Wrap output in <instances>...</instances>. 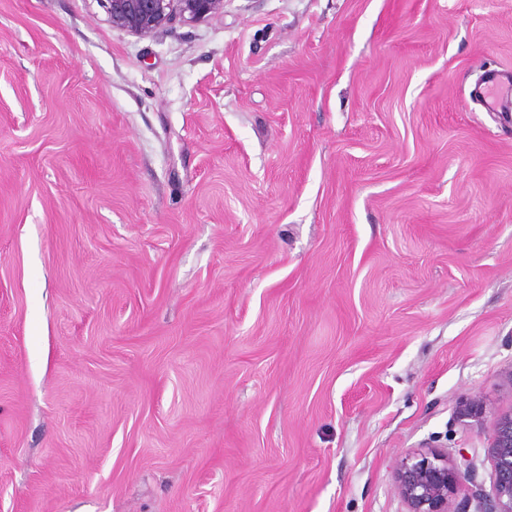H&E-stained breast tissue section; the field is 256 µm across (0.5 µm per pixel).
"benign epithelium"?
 Returning a JSON list of instances; mask_svg holds the SVG:
<instances>
[{
  "label": "benign epithelium",
  "mask_w": 512,
  "mask_h": 512,
  "mask_svg": "<svg viewBox=\"0 0 512 512\" xmlns=\"http://www.w3.org/2000/svg\"><path fill=\"white\" fill-rule=\"evenodd\" d=\"M112 26L132 34H146L169 20L173 9L191 19H210L223 14L224 0H105ZM483 402L471 399L458 405V415L478 421ZM488 458L494 470L492 491L475 494L477 512H512V408L497 414ZM459 479L448 462V453L431 449L405 453L396 464V491L407 512H450L449 494Z\"/></svg>",
  "instance_id": "benign-epithelium-1"
}]
</instances>
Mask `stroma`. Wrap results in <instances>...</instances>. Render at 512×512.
<instances>
[{
	"mask_svg": "<svg viewBox=\"0 0 512 512\" xmlns=\"http://www.w3.org/2000/svg\"><path fill=\"white\" fill-rule=\"evenodd\" d=\"M512 0H0V512H406L512 408ZM479 398L482 421L457 415ZM114 27L146 34L169 20L173 8L190 19H210L223 14L224 0H105ZM458 479L447 452L435 449L409 451L396 464V491L407 512H452L449 494Z\"/></svg>",
	"mask_w": 512,
	"mask_h": 512,
	"instance_id": "35a3bbf8",
	"label": "stroma"
}]
</instances>
